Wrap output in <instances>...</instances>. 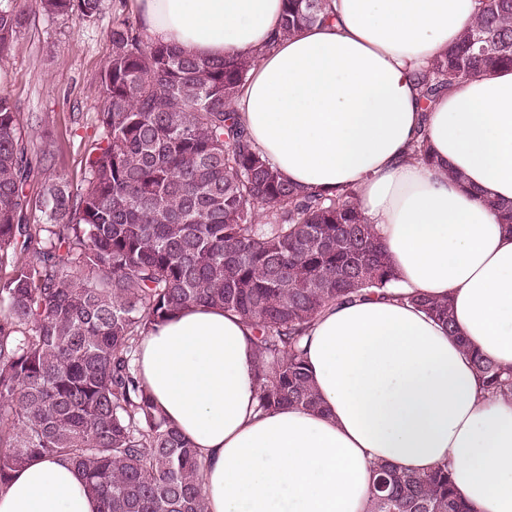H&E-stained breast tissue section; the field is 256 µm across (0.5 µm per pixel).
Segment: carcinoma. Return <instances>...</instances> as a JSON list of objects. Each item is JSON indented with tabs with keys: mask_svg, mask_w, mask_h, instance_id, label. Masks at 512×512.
<instances>
[{
	"mask_svg": "<svg viewBox=\"0 0 512 512\" xmlns=\"http://www.w3.org/2000/svg\"><path fill=\"white\" fill-rule=\"evenodd\" d=\"M0 0V54L26 22ZM104 0H39L52 17L95 19ZM334 16L332 0H283L292 36ZM101 77L99 137L84 186L52 176L0 95V485L37 458L69 460L101 512H206L197 449L137 377L139 340L191 307L254 329L258 409L321 400L301 341L326 307L384 293L397 273L345 188H298L255 149L231 104L251 63L193 57L118 20ZM512 66V0H484L459 43L419 73L429 108L461 76ZM409 156L434 162L422 137ZM40 184L35 193L25 188ZM409 302L454 332L452 305ZM484 388L512 369L470 353ZM370 512H473L450 471L378 468Z\"/></svg>",
	"mask_w": 512,
	"mask_h": 512,
	"instance_id": "cac0c4a2",
	"label": "carcinoma"
}]
</instances>
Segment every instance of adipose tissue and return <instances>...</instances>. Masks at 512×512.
I'll return each mask as SVG.
<instances>
[{"label":"adipose tissue","mask_w":512,"mask_h":512,"mask_svg":"<svg viewBox=\"0 0 512 512\" xmlns=\"http://www.w3.org/2000/svg\"><path fill=\"white\" fill-rule=\"evenodd\" d=\"M146 34L202 58L251 60L231 108L290 183L350 187L397 295L327 307L303 340L322 402L258 410L253 332L193 307L144 336L138 375L203 462L207 512H367L379 465L448 466L475 512H512V395L469 357L512 367V68L460 78L423 109L415 82L480 0H334L283 38L282 0H134ZM424 134L435 155L407 157ZM451 299L455 334L408 303ZM80 472L45 458L0 487V512H99Z\"/></svg>","instance_id":"obj_1"}]
</instances>
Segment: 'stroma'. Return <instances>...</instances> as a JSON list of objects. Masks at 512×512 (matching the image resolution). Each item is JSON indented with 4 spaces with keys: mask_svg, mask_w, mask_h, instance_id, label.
<instances>
[{
    "mask_svg": "<svg viewBox=\"0 0 512 512\" xmlns=\"http://www.w3.org/2000/svg\"><path fill=\"white\" fill-rule=\"evenodd\" d=\"M16 3L26 23L0 55V94L23 121L41 117L36 146L55 154L57 177L80 186L85 150L97 137L99 77L112 52V23L135 18L132 0H104L91 22L45 15L36 0Z\"/></svg>",
    "mask_w": 512,
    "mask_h": 512,
    "instance_id": "1",
    "label": "stroma"
}]
</instances>
